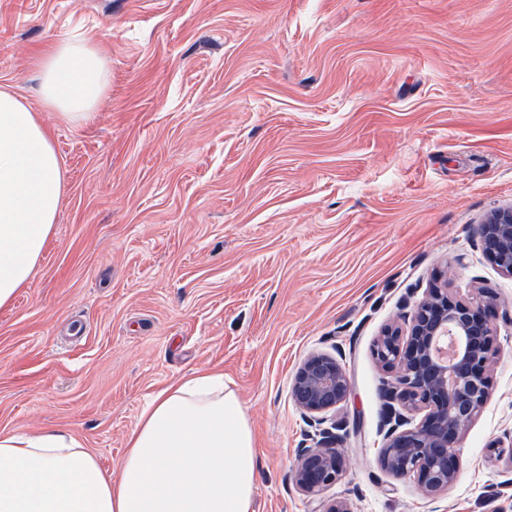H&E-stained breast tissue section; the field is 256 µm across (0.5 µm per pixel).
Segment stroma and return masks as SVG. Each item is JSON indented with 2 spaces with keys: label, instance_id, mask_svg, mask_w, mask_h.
Segmentation results:
<instances>
[{
  "label": "stroma",
  "instance_id": "stroma-1",
  "mask_svg": "<svg viewBox=\"0 0 512 512\" xmlns=\"http://www.w3.org/2000/svg\"><path fill=\"white\" fill-rule=\"evenodd\" d=\"M101 49L89 122L44 108L40 57ZM52 128L65 201L0 310V432L69 431L117 470L161 389L223 373L257 439L253 512H512V278L475 227L512 208V0H0V87ZM492 291L489 398L437 497L380 464L387 324L436 278ZM314 352L350 391L346 460L292 478Z\"/></svg>",
  "mask_w": 512,
  "mask_h": 512
}]
</instances>
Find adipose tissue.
<instances>
[{
    "label": "adipose tissue",
    "mask_w": 512,
    "mask_h": 512,
    "mask_svg": "<svg viewBox=\"0 0 512 512\" xmlns=\"http://www.w3.org/2000/svg\"><path fill=\"white\" fill-rule=\"evenodd\" d=\"M42 99L59 118L89 120L107 60L84 41L57 42L40 62ZM53 136L0 89V309L29 281L64 202ZM256 438L220 374L157 393L127 440L119 475L71 435L0 434V512H252Z\"/></svg>",
    "instance_id": "ef3b65f1"
}]
</instances>
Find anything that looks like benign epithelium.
Returning a JSON list of instances; mask_svg holds the SVG:
<instances>
[{
  "label": "benign epithelium",
  "instance_id": "benign-epithelium-1",
  "mask_svg": "<svg viewBox=\"0 0 512 512\" xmlns=\"http://www.w3.org/2000/svg\"><path fill=\"white\" fill-rule=\"evenodd\" d=\"M476 236L497 269L512 277V208L490 214L477 226ZM497 311L490 294L473 304L435 287L377 341L376 360L390 374L384 396L392 405L421 415L417 424L404 429L401 413L394 412L395 424L381 450L382 465L395 478L416 476L429 495L447 490L456 479L459 459L452 448L488 398L493 344L489 319ZM349 389L342 366L325 353L309 355L294 376L293 400L316 425L313 446L300 449L294 468V481L306 492H320L342 472L341 440L325 423Z\"/></svg>",
  "mask_w": 512,
  "mask_h": 512
}]
</instances>
